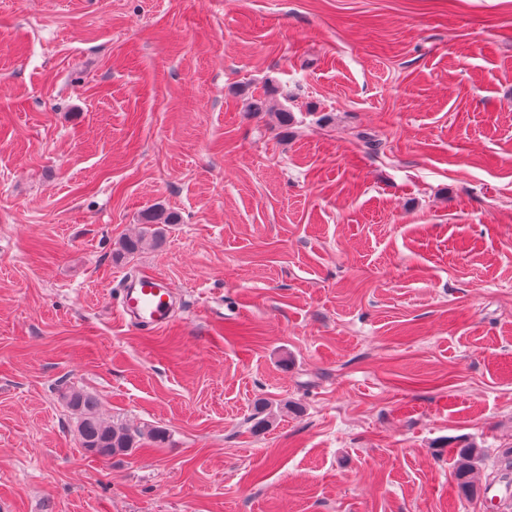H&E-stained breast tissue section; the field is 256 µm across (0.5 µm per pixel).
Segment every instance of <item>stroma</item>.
<instances>
[{
	"mask_svg": "<svg viewBox=\"0 0 512 512\" xmlns=\"http://www.w3.org/2000/svg\"><path fill=\"white\" fill-rule=\"evenodd\" d=\"M70 389L166 442L86 453ZM468 443L512 448V0H0V512H512ZM174 294L158 273L143 271L124 286L118 309L130 323L146 328L168 325L173 316ZM455 479L458 493L471 497L476 490L474 474L482 455V449L473 444L456 448Z\"/></svg>",
	"mask_w": 512,
	"mask_h": 512,
	"instance_id": "35a3bbf8",
	"label": "stroma"
}]
</instances>
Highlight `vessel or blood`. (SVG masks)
<instances>
[{"label":"vessel or blood","instance_id":"b4317fda","mask_svg":"<svg viewBox=\"0 0 512 512\" xmlns=\"http://www.w3.org/2000/svg\"><path fill=\"white\" fill-rule=\"evenodd\" d=\"M118 309L121 316L132 324L161 328L172 319L174 294L164 278L146 270L132 277L124 286Z\"/></svg>","mask_w":512,"mask_h":512}]
</instances>
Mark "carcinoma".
I'll list each match as a JSON object with an SVG mask.
<instances>
[{"label": "carcinoma", "mask_w": 512, "mask_h": 512, "mask_svg": "<svg viewBox=\"0 0 512 512\" xmlns=\"http://www.w3.org/2000/svg\"><path fill=\"white\" fill-rule=\"evenodd\" d=\"M64 399L78 416L77 438L80 446L91 453L103 451L112 456L139 447L142 440L154 444H162L166 440V433L161 429L132 431L104 421L96 414V399L88 393L69 390L64 394ZM481 455L482 449L473 444L456 449L455 479L458 493L465 497L473 496L476 490L474 474Z\"/></svg>", "instance_id": "1"}]
</instances>
